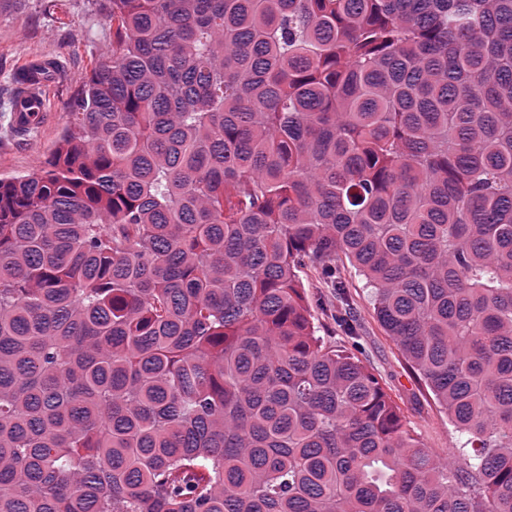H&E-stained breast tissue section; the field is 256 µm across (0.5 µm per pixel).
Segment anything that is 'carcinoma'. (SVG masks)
<instances>
[{"label": "carcinoma", "instance_id": "carcinoma-1", "mask_svg": "<svg viewBox=\"0 0 512 512\" xmlns=\"http://www.w3.org/2000/svg\"><path fill=\"white\" fill-rule=\"evenodd\" d=\"M0 178V512H512V0H107ZM371 288L425 447L299 277Z\"/></svg>", "mask_w": 512, "mask_h": 512}]
</instances>
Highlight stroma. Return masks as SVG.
Here are the masks:
<instances>
[{
    "label": "stroma",
    "mask_w": 512,
    "mask_h": 512,
    "mask_svg": "<svg viewBox=\"0 0 512 512\" xmlns=\"http://www.w3.org/2000/svg\"><path fill=\"white\" fill-rule=\"evenodd\" d=\"M111 46L112 30L99 0H0V100L10 96L12 75L28 58H53L64 66L32 136L15 135L8 118L0 116V178L35 173L44 167L71 98ZM338 270L346 283L347 304L359 336L352 340L338 330L334 289L320 270L306 267L300 277L318 336L327 346L353 353L369 367L399 407L408 429L427 448L441 455L451 453L460 436L447 413L411 374L396 342L379 324L362 277L344 261Z\"/></svg>",
    "instance_id": "stroma-1"
}]
</instances>
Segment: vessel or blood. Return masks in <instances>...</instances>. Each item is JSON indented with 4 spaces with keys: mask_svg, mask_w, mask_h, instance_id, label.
<instances>
[{
    "mask_svg": "<svg viewBox=\"0 0 512 512\" xmlns=\"http://www.w3.org/2000/svg\"><path fill=\"white\" fill-rule=\"evenodd\" d=\"M57 77L54 60L30 58L15 72L19 96L14 108L15 123L22 128L35 126L46 108V93Z\"/></svg>",
    "mask_w": 512,
    "mask_h": 512,
    "instance_id": "vessel-or-blood-1",
    "label": "vessel or blood"
}]
</instances>
